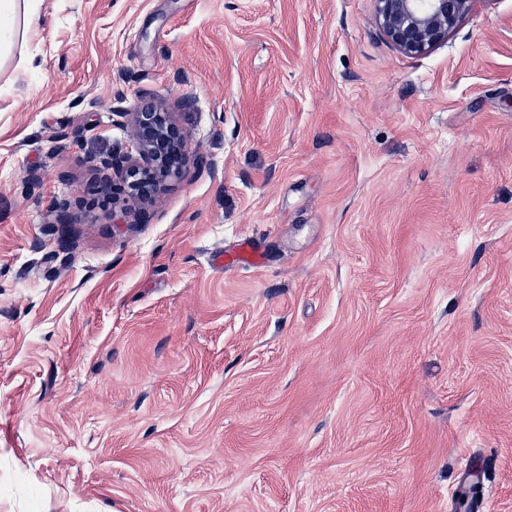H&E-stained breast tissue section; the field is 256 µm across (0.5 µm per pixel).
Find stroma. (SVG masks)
Masks as SVG:
<instances>
[{
    "label": "stroma",
    "instance_id": "1",
    "mask_svg": "<svg viewBox=\"0 0 512 512\" xmlns=\"http://www.w3.org/2000/svg\"><path fill=\"white\" fill-rule=\"evenodd\" d=\"M44 7L0 75V512H512V0L419 57L375 0ZM120 94L203 159L137 216Z\"/></svg>",
    "mask_w": 512,
    "mask_h": 512
}]
</instances>
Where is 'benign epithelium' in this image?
<instances>
[{
  "mask_svg": "<svg viewBox=\"0 0 512 512\" xmlns=\"http://www.w3.org/2000/svg\"><path fill=\"white\" fill-rule=\"evenodd\" d=\"M474 0H375L376 22L392 46L404 55L418 56L448 39L470 11ZM118 98L112 108L115 124L130 126V149L102 158V192L137 205L157 200L167 183L200 161L184 127L154 98L141 97L129 107Z\"/></svg>",
  "mask_w": 512,
  "mask_h": 512,
  "instance_id": "1",
  "label": "benign epithelium"
}]
</instances>
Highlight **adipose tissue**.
I'll return each instance as SVG.
<instances>
[{
  "mask_svg": "<svg viewBox=\"0 0 512 512\" xmlns=\"http://www.w3.org/2000/svg\"><path fill=\"white\" fill-rule=\"evenodd\" d=\"M43 3L44 0H0V71L31 67L25 46L29 35L45 24Z\"/></svg>",
  "mask_w": 512,
  "mask_h": 512,
  "instance_id": "1",
  "label": "adipose tissue"
}]
</instances>
